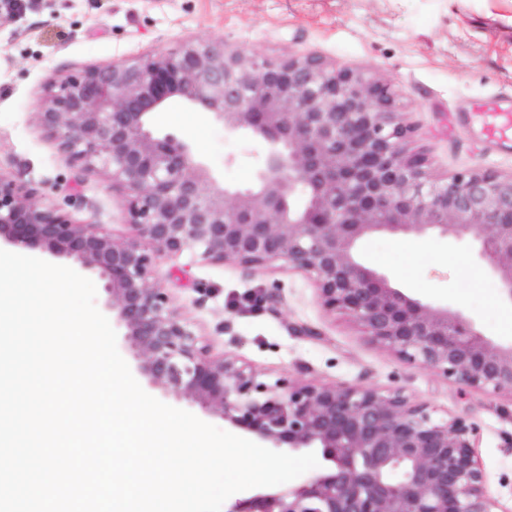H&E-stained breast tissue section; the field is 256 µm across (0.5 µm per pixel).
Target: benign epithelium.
<instances>
[{"label": "benign epithelium", "instance_id": "1", "mask_svg": "<svg viewBox=\"0 0 512 512\" xmlns=\"http://www.w3.org/2000/svg\"><path fill=\"white\" fill-rule=\"evenodd\" d=\"M174 100L264 143L255 187L218 185L189 145L155 134L154 115ZM393 101L388 83L344 65L198 39L88 69L45 94L42 123L74 162L109 175L139 240L77 224L0 177V245L97 274L149 388L271 450L321 452L322 472L227 512H509L487 489L476 426L436 422L399 393L285 379L270 386L232 358L211 357L151 278L150 247L246 268L281 262L315 281L327 311L347 313L405 361L469 389L512 395V344L486 337L459 311L410 296L360 259V242L375 234L471 235L512 302V175H432L426 158L408 150L413 128L398 120Z\"/></svg>", "mask_w": 512, "mask_h": 512}]
</instances>
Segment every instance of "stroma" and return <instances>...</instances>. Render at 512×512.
Masks as SVG:
<instances>
[{"instance_id": "35a3bbf8", "label": "stroma", "mask_w": 512, "mask_h": 512, "mask_svg": "<svg viewBox=\"0 0 512 512\" xmlns=\"http://www.w3.org/2000/svg\"><path fill=\"white\" fill-rule=\"evenodd\" d=\"M196 39L269 57L316 56L381 78L414 129L409 151L425 155L434 175L512 173V149L479 145L459 111L462 101L512 91V0H21L0 6V176L74 222L134 238L111 178L73 162L41 123L45 90L88 68L132 63ZM154 123L190 144L218 184L255 182L259 141L225 135L211 114L181 103ZM416 245L408 255L394 237L377 236L361 253L414 297L461 311L488 336L512 343V302L481 266L473 240L430 236ZM151 275L211 356L232 357L267 384L398 392L438 421L475 423L489 490L512 505V396L466 390L407 363L347 314L327 312L314 280L283 265L249 269L156 251Z\"/></svg>"}]
</instances>
